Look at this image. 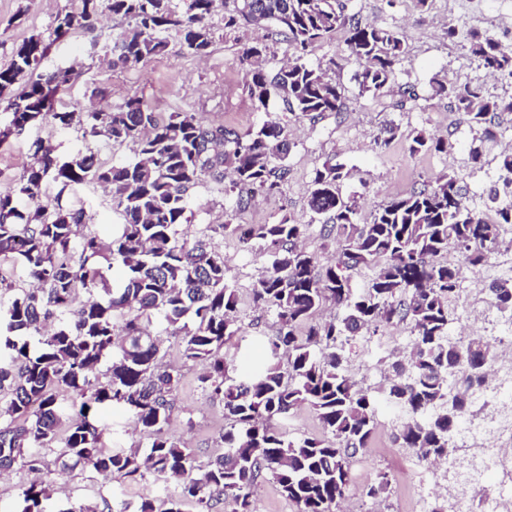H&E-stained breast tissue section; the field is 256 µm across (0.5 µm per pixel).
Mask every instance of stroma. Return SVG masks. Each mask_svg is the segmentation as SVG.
<instances>
[{"mask_svg":"<svg viewBox=\"0 0 512 512\" xmlns=\"http://www.w3.org/2000/svg\"><path fill=\"white\" fill-rule=\"evenodd\" d=\"M348 12L360 18L399 29L409 45L396 74L397 84L384 95L371 98L357 94L353 75L356 65L348 58L341 40L315 46L312 63L322 65L329 75L346 89L342 112L316 119L297 117L276 104L274 117L287 122L294 147L288 159L290 174L279 194L256 196L241 213L249 224H266L282 215L307 222V191L316 168L327 159L345 164L352 175L342 184V192L356 196L362 219H370L378 206L393 198L406 195L443 173L463 177V194L475 206L496 176L493 169L468 176L469 149L473 133L469 124L456 112L448 98L429 97V82L441 77L464 86L481 85L486 94L512 96V81L494 77L479 67L461 42L449 41V24L460 28L489 32L505 43H512V0H345ZM22 0H0V66L7 65L15 48L35 33L50 35L56 15L66 0H32L25 20L13 16ZM211 24L217 40L205 57L176 52L154 58L147 63L125 69H110L92 64L93 39L116 37L124 23L108 16L98 24L95 36H74L54 43L43 61L44 68L73 66L70 83L60 97L68 108L118 106L128 98L138 96L160 112H191L209 126H224L240 132L264 120L248 97L245 75L238 56L243 45L261 41L268 45L266 68L276 71L283 63L284 46L277 36L265 30L245 28L228 32L224 29L222 12H215ZM415 84L420 98L403 101L398 86ZM396 124L402 130L423 129L448 141L447 152L435 156H411L404 139L393 140L388 147L377 143L383 128ZM39 138L49 140L58 155L66 156L83 148L84 141L75 131L37 123L26 132L0 147V191L9 190L19 180L28 162L29 146ZM192 223L182 225L180 235L191 238L198 224L223 223L230 213L229 203L216 183L191 189ZM67 199L83 205L91 224L103 240H110L121 230V217L115 203L101 189L79 185ZM224 262L229 269L230 283L236 287L240 300L239 317L242 331L224 346L230 375L252 365L265 364L268 359L266 342L275 332L272 313L253 309L249 284L269 257L258 245H244L236 237L221 243ZM410 328L394 323L381 328L370 341L352 346L346 369L356 381L371 385L377 378L372 370L376 361L392 346L409 348ZM165 359L180 368V381L174 396V409L167 427L169 435L182 439L193 448L198 463H206L221 450L224 431V404L221 399L202 393L198 377L202 364L185 360L177 339L164 345ZM379 426L368 448L359 454L353 465L354 481L347 512H419L416 487L424 475L425 463L419 462L407 449L394 443L399 423V411L386 402L377 406ZM99 422L106 428L104 443L110 449L147 448L148 439L136 431L124 409L107 407ZM388 471L391 478L389 495L381 504L365 497V485L373 482L378 471ZM56 487L51 498L44 501L46 512H57L59 506L74 497L80 503L100 505L119 499L131 504L164 495L163 487L150 480L131 481L117 478L101 483L89 472L79 469L54 470Z\"/></svg>","mask_w":512,"mask_h":512,"instance_id":"1","label":"stroma"}]
</instances>
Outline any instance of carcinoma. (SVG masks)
<instances>
[{
	"instance_id": "cac0c4a2",
	"label": "carcinoma",
	"mask_w": 512,
	"mask_h": 512,
	"mask_svg": "<svg viewBox=\"0 0 512 512\" xmlns=\"http://www.w3.org/2000/svg\"><path fill=\"white\" fill-rule=\"evenodd\" d=\"M215 0H67L52 30L60 40L91 33L101 14L127 22L100 62L124 69L172 51L205 56L214 43L209 15ZM224 14V28L275 27L289 53L274 74L263 67L267 46L242 50L239 64L258 108L283 100L289 112L312 118L343 109V90L327 70L306 60L316 45L344 35L357 65L358 95L379 97L391 85L407 53L394 28L346 12L343 0H240ZM448 39L465 42L470 55L492 74L512 78V45L478 30L448 26ZM50 43L33 34L0 67V147L34 122L72 128L88 143L63 159L41 141L30 147L22 179L0 192V265L25 268L31 285L20 288L0 273V475L15 465L37 475L20 486L11 512H45L51 496V465L81 468L104 479L152 477L170 486L162 499L144 500L135 512H182L187 501L208 507L231 501L232 512H254L259 479L269 475L295 512H336L351 487V462L369 447L377 427L375 393L402 413L399 447L421 462H445V495L430 512H447L448 500L482 484L487 450L449 447L453 434L472 422L483 390L474 367L487 374L512 372L489 336H451L459 320L457 296L465 266L489 263L504 244L502 225L512 224V149L495 157L498 178L484 201L497 220L469 207L458 174H441L380 206L360 221L357 200L342 195L346 165L327 160L311 180L307 208L319 235L334 241V260L319 263L302 244L308 225L283 215L270 224H204L192 242L179 240L191 221L188 191L211 180L232 179L224 193L234 213L255 193L280 191L288 178L292 142L288 128L264 121L244 133L207 126L189 112H156L132 97L118 107L61 110L59 94L71 71L41 69ZM430 97L453 99L478 145L469 151L470 171L484 170V144L495 139L497 119L512 112V97L492 98L478 84L463 88L433 79ZM412 156L448 151V142L424 130L403 135ZM131 145L134 159L108 164L89 143ZM54 183L55 196L46 193ZM91 183L120 208L122 231L103 242L86 211L62 204L66 191ZM256 239L271 264L251 288L254 307L275 316L270 360L255 372L232 377L224 344L237 335L238 295L230 286L219 236ZM453 249L461 263L441 257ZM121 272L117 283L107 272ZM373 272L368 288H352V273ZM490 304L512 312V280L493 279ZM86 299H79V294ZM336 316L314 318L326 305ZM159 321L163 334L151 326ZM410 325L409 354L389 352L380 386L347 375L346 347L374 336L383 325ZM179 337L183 356L204 364L202 391L224 403V451L198 464L193 449L166 433L179 384L178 371L161 354ZM71 400L75 416L65 432L59 401ZM124 408L150 438L145 453L110 450L99 408ZM314 410L323 436L291 437L284 423L296 408ZM390 485L379 472L366 495L378 499Z\"/></svg>"
}]
</instances>
